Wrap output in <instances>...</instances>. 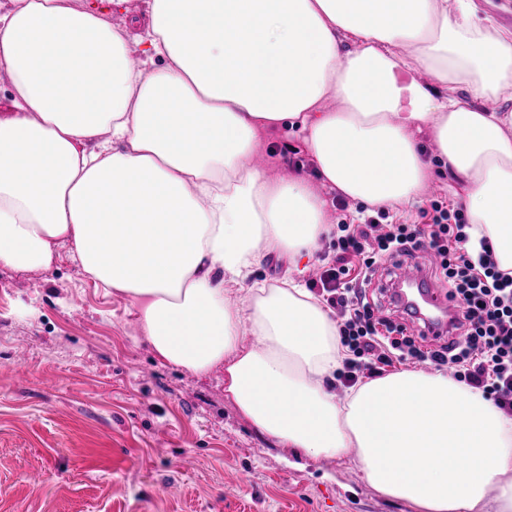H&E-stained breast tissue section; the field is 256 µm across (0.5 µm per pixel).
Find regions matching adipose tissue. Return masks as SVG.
<instances>
[{
	"label": "adipose tissue",
	"instance_id": "obj_1",
	"mask_svg": "<svg viewBox=\"0 0 512 512\" xmlns=\"http://www.w3.org/2000/svg\"><path fill=\"white\" fill-rule=\"evenodd\" d=\"M144 3L132 35L87 0H0V265L47 270L68 246L161 362L220 371L284 448L356 456L415 512H512V417L481 392L404 370L337 401L336 324L297 279L326 200L249 164L297 126L321 185L392 210L440 164L512 268V106L485 107L512 96V31L474 0ZM269 250L291 261L286 286L251 278Z\"/></svg>",
	"mask_w": 512,
	"mask_h": 512
}]
</instances>
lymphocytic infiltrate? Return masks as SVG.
<instances>
[{
  "label": "lymphocytic infiltrate",
  "mask_w": 512,
  "mask_h": 512,
  "mask_svg": "<svg viewBox=\"0 0 512 512\" xmlns=\"http://www.w3.org/2000/svg\"><path fill=\"white\" fill-rule=\"evenodd\" d=\"M430 208L427 224H393L379 208L359 223L338 225L334 257L309 283L334 314L346 353L336 380L351 387L406 363L448 367L512 417V269H501L489 236L474 237L463 208L436 199ZM421 251L438 256L435 275L463 310L455 338L438 346L408 333L369 297L383 262Z\"/></svg>",
  "instance_id": "obj_1"
}]
</instances>
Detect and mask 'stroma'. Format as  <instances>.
I'll list each match as a JSON object with an SVG mask.
<instances>
[{"label": "stroma", "mask_w": 512, "mask_h": 512, "mask_svg": "<svg viewBox=\"0 0 512 512\" xmlns=\"http://www.w3.org/2000/svg\"><path fill=\"white\" fill-rule=\"evenodd\" d=\"M259 163L318 179L297 127L271 133ZM454 190L434 173L390 220L417 221ZM0 512L411 510L380 496L357 457L283 451L219 372L162 363L129 300L95 287L61 247L47 270L0 267Z\"/></svg>", "instance_id": "obj_1"}]
</instances>
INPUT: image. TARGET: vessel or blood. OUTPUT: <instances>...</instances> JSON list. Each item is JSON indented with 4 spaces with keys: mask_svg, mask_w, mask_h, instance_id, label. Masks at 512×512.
Segmentation results:
<instances>
[{
    "mask_svg": "<svg viewBox=\"0 0 512 512\" xmlns=\"http://www.w3.org/2000/svg\"><path fill=\"white\" fill-rule=\"evenodd\" d=\"M436 263L432 255L422 262L397 261L390 265L383 288L390 303L409 309L415 335L439 342L451 333L459 309L450 292L435 285Z\"/></svg>",
    "mask_w": 512,
    "mask_h": 512,
    "instance_id": "1",
    "label": "vessel or blood"
}]
</instances>
